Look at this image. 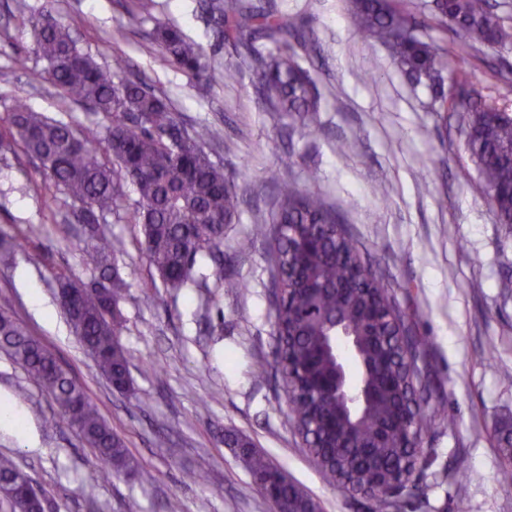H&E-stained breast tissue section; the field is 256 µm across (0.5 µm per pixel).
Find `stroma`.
Listing matches in <instances>:
<instances>
[{"label": "stroma", "mask_w": 512, "mask_h": 512, "mask_svg": "<svg viewBox=\"0 0 512 512\" xmlns=\"http://www.w3.org/2000/svg\"><path fill=\"white\" fill-rule=\"evenodd\" d=\"M300 23H312L318 56L312 74L322 99L316 131L293 128L287 115L259 110L255 77L203 90L170 67L150 34L177 26L200 44L216 71L238 63L205 12V0H153L136 15L134 0H0V132L16 105L75 128L108 125L89 106L61 99L48 64L34 51L32 24L52 12L78 48L113 82L142 80L169 97L187 126L207 123L222 139L211 159L246 170L239 219L224 227V276L244 290L218 287L206 261L195 284L166 287L141 246L130 217L131 185L102 228L120 241L115 265L124 282L119 340L130 389L115 391L83 350L57 302L55 274L91 282L79 262V203L52 187L20 146L0 150V230L13 238L0 254V307L82 383L99 414L121 437L140 471L101 478L91 448L58 407L0 350V455L23 467L49 500L50 512H275L234 448L253 443L323 512H370V502L329 483L305 451L289 416L275 364L268 241L257 228L272 209L267 178L277 152L296 156L290 179L319 190L340 211L362 259L391 288L413 335L425 338L418 365L427 399L453 416L423 441L428 464L418 493L402 492L400 512H512V486L496 429L512 428V230L496 221L457 116L434 112L432 90L410 80L378 43L352 26L345 0H272ZM417 29L440 47L449 66L465 64L487 103L512 106V44L462 49L430 0H414ZM124 27L127 37L113 43ZM35 234H28V227ZM42 256L40 266L26 253ZM51 309L41 315L33 299ZM267 372L256 377L258 364ZM459 467L477 474L460 487Z\"/></svg>", "instance_id": "35a3bbf8"}]
</instances>
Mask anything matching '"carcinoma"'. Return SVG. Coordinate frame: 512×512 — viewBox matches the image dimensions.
<instances>
[{
	"mask_svg": "<svg viewBox=\"0 0 512 512\" xmlns=\"http://www.w3.org/2000/svg\"><path fill=\"white\" fill-rule=\"evenodd\" d=\"M411 0H349L350 18L365 37L384 46L412 80L436 88L438 83H467L461 68L444 76L447 65L439 47L420 37L412 25ZM436 15L451 21L461 44L495 47L512 39L487 0H431ZM207 9L224 39L233 43L256 74L258 98L273 112L288 114L303 130L317 126L321 97L311 70L303 65L317 50L313 32H305L279 13L275 3L210 0ZM166 61L207 85L216 77L203 48L174 26L153 32ZM35 52L48 63L62 98L91 106L112 118L75 132L64 120H49L20 106L8 121L14 142L36 158L48 179L70 198L91 207L77 215L85 225L80 249L84 267L99 274L87 284L56 276L60 288L82 294L60 307L84 350L116 390L130 383L129 360L119 342L123 281L111 267L119 247L99 230L97 217L117 209L122 194L118 174L138 195L134 223L143 225L144 252L164 284L183 288L193 281L197 259L227 288H243L224 279V225L238 216V174L213 162L206 147L221 140L208 124L186 129L168 98L142 82L118 85L94 59L81 52L70 30L51 12L34 28ZM461 113L464 149L475 164L486 196L501 224L512 226V108L498 107L479 95L454 102ZM106 142L117 166L97 156ZM295 154L282 150L270 180L276 197L269 222L259 226L270 239L272 287L280 289L275 306V362L282 375L290 418L328 480L345 492L370 495L371 512H396L389 490L405 489L426 468L422 448L426 434L454 420L436 408H412L417 353L425 340L410 335L391 289L366 268L343 226L336 207L310 188L288 180ZM353 328L357 352L353 362L372 392L355 413L349 394L325 392L308 381L336 375L339 362L332 346L336 323ZM0 349L27 372L56 402L88 447L112 469L135 462L123 441L100 416L86 389L60 365L55 355L5 310H0ZM239 457L256 486L273 481L277 501L287 512H320L316 500L292 482L259 450L248 446ZM29 475L12 459L0 457V497L13 512H35L37 504L11 494L13 482Z\"/></svg>",
	"mask_w": 512,
	"mask_h": 512,
	"instance_id": "carcinoma-1",
	"label": "carcinoma"
}]
</instances>
